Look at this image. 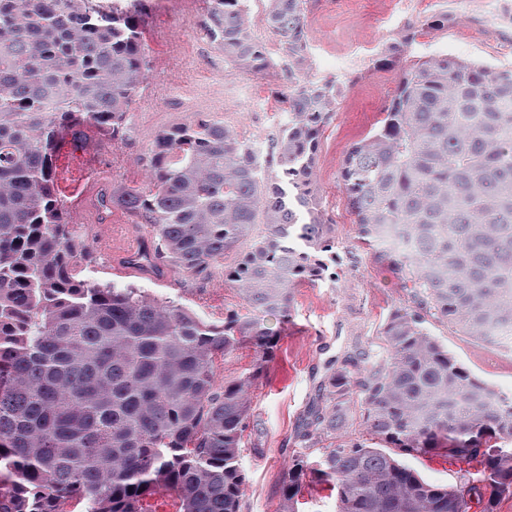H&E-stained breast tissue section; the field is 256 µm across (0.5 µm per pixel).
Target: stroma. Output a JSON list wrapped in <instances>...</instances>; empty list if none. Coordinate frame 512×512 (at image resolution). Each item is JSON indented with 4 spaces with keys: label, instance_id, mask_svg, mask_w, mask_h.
Returning a JSON list of instances; mask_svg holds the SVG:
<instances>
[{
    "label": "stroma",
    "instance_id": "stroma-1",
    "mask_svg": "<svg viewBox=\"0 0 512 512\" xmlns=\"http://www.w3.org/2000/svg\"><path fill=\"white\" fill-rule=\"evenodd\" d=\"M442 12L448 15L444 26L426 30L405 52L393 51L405 28ZM207 15L199 0H146L150 68L134 97L129 133L117 142L97 127L85 126L83 143L67 140L59 147L57 180L80 172L85 160L93 158L103 187L148 188L142 159L157 135L199 117L220 121L250 141L279 132L287 73L277 67L256 76L226 64L204 33ZM306 21L317 78L335 81L341 90L339 107L322 130L313 181L340 261L335 280L301 283L293 292L289 315L265 321L277 334V347L252 388L240 459L246 476L241 512H278L282 481L295 456L305 452L315 460L325 451L322 442L303 448L299 435L328 362L355 339L375 340L386 318L410 303L395 268L375 261L357 237L339 178L347 149L385 110L400 70L409 63L446 54L512 69V22L490 17L485 0H412L406 10L401 0H308ZM67 204L79 219L77 233L91 250L85 279L134 284L210 321L244 313L233 282L217 271L188 276L167 266L159 278L112 276L110 263L130 240L150 237V227L120 208L101 219L93 196L75 195ZM107 240L112 243L108 250L103 247ZM428 327L470 373L497 395L512 398V350L476 342L445 322L432 320ZM402 461L436 485L461 484L476 468L475 463L436 454L406 455Z\"/></svg>",
    "mask_w": 512,
    "mask_h": 512
}]
</instances>
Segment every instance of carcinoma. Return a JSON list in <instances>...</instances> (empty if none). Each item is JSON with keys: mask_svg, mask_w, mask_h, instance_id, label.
I'll return each instance as SVG.
<instances>
[{"mask_svg": "<svg viewBox=\"0 0 512 512\" xmlns=\"http://www.w3.org/2000/svg\"><path fill=\"white\" fill-rule=\"evenodd\" d=\"M307 0H269L286 53L288 123L268 150L199 118L162 131L146 191L114 187L152 228L137 262L207 274L240 242L226 276L248 314L218 324L132 285L78 277L87 252L55 183L59 143L91 124L121 140L148 65L145 0H0V512H240L239 464L250 388L275 352L268 316L287 314L302 281L336 265L310 189L322 126L340 91L308 74ZM206 31L224 61L274 66L246 0H210ZM340 180L359 239L395 266L412 308L378 341H356L328 368L279 512L308 477L336 489V512H470L472 493H512V404L468 372L424 326L444 320L512 346V71L437 56L400 72L383 117L347 150ZM249 343L252 373L219 384L217 359ZM366 437L342 435L351 403ZM479 459L460 486L424 480L402 455Z\"/></svg>", "mask_w": 512, "mask_h": 512, "instance_id": "1", "label": "carcinoma"}]
</instances>
